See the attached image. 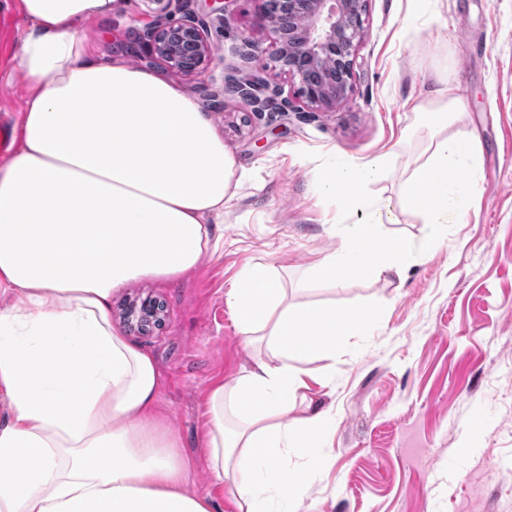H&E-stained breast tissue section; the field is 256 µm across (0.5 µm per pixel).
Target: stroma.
I'll use <instances>...</instances> for the list:
<instances>
[{"label": "stroma", "mask_w": 512, "mask_h": 512, "mask_svg": "<svg viewBox=\"0 0 512 512\" xmlns=\"http://www.w3.org/2000/svg\"><path fill=\"white\" fill-rule=\"evenodd\" d=\"M173 0H125L104 21L84 23L96 56L162 75L210 115L235 163L238 185L224 206V246L176 281L138 279L112 296V324L136 300L163 306V323L129 341L161 373L158 404L194 458L192 491L214 512L237 501L206 470L202 447L211 389L232 383L263 347L246 345L226 292L242 269L262 261L277 272L289 306L329 305L348 313L385 309L366 332L338 337L336 350L304 362L312 382L291 416L325 411L329 459L293 504L295 512H512V0H368L365 36L333 112L302 108L280 73L272 39L259 24L262 0H192L218 59L198 74L171 71L148 47L149 25ZM26 31L0 11V141L19 145L25 87L12 69ZM262 59L243 62L244 40ZM260 77L292 104L254 113L225 95L228 76ZM448 82L466 104L448 129L475 136L479 191L463 222L440 228L436 246L402 273L322 274L354 210L320 195L332 167L390 153L370 196L395 202L398 184L427 144L416 105Z\"/></svg>", "instance_id": "stroma-1"}]
</instances>
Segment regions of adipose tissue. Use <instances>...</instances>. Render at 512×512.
Segmentation results:
<instances>
[{
    "instance_id": "obj_1",
    "label": "adipose tissue",
    "mask_w": 512,
    "mask_h": 512,
    "mask_svg": "<svg viewBox=\"0 0 512 512\" xmlns=\"http://www.w3.org/2000/svg\"><path fill=\"white\" fill-rule=\"evenodd\" d=\"M117 0H15L28 23L13 64L26 88L21 148L0 166V512H212L190 490L180 439L157 413L154 359L112 326L113 292L139 278L178 279L215 254L235 168L200 102L161 77L95 55L79 26ZM451 86L418 104L429 154L400 182L397 204L426 223L463 219L476 189L471 140L448 127L465 111ZM378 155L331 168L326 196L361 205L329 254V276L412 265L409 241L377 230L366 186L389 166ZM243 335L264 342L254 361L209 395L207 466L240 512H273L323 469L319 413L289 421L308 387L299 361L334 351L336 338L384 316L291 308L272 266L248 264L226 293Z\"/></svg>"
}]
</instances>
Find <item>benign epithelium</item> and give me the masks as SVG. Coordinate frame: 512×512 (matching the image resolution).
Returning <instances> with one entry per match:
<instances>
[{
	"mask_svg": "<svg viewBox=\"0 0 512 512\" xmlns=\"http://www.w3.org/2000/svg\"><path fill=\"white\" fill-rule=\"evenodd\" d=\"M366 0H263L259 24L272 35L274 62L299 83L306 103L332 112L346 98L354 58L362 43ZM152 51L172 70L192 75L214 59L204 23L190 12L171 14L146 32ZM224 93L252 112L280 108V91L260 80L225 81ZM128 324L145 332L161 321L160 305L152 300L133 304Z\"/></svg>",
	"mask_w": 512,
	"mask_h": 512,
	"instance_id": "1",
	"label": "benign epithelium"
}]
</instances>
